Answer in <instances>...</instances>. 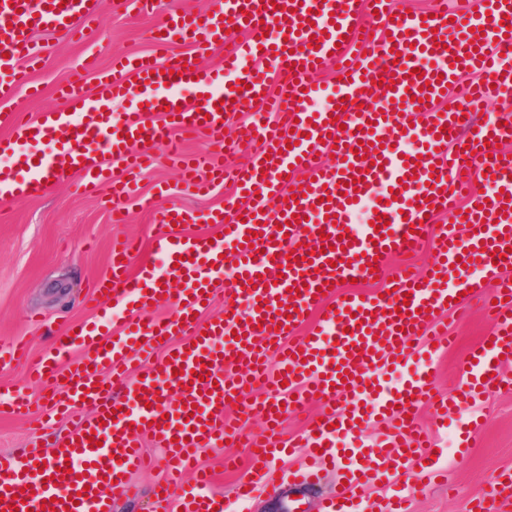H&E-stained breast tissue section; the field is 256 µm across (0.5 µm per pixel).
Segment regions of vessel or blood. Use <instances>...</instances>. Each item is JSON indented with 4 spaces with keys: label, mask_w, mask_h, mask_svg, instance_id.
I'll use <instances>...</instances> for the list:
<instances>
[{
    "label": "vessel or blood",
    "mask_w": 512,
    "mask_h": 512,
    "mask_svg": "<svg viewBox=\"0 0 512 512\" xmlns=\"http://www.w3.org/2000/svg\"><path fill=\"white\" fill-rule=\"evenodd\" d=\"M118 8L162 14L148 54L116 59L99 76L94 93L79 82L61 84L65 106L32 114L26 103L40 89L33 74L45 62L37 31L80 33L95 22L89 0H0V154L15 164L0 169V196L36 198L50 184H76L83 193L112 185L113 215H120L135 188L113 177V163L141 169L171 131L224 139L229 119L252 120L238 139L252 147L248 164L225 166L217 153L184 158L187 190L203 193L232 183L221 210L207 214L222 235L183 236L176 225L195 222V212L170 208L151 226L152 243L168 261L165 272L129 273L135 244L113 240L109 272L94 280L86 297L93 310L110 303L138 312L124 335L99 321L67 324L62 340L43 355L31 375L54 389L52 409L73 427L58 435L54 455L25 462L0 456V512H110L137 489L130 471L150 466L141 436L163 450L164 475L155 502L167 512L178 500L184 512H211L224 504L211 493L212 476L199 463L203 449L225 441L246 448L248 464L234 486L251 500L272 460L299 442L333 457L342 436L355 459L346 486L326 498L321 512H346L357 488L378 475L410 469L416 487L437 472L436 448L417 420L430 407L436 428L469 401L507 388L512 375V0H472L463 10L435 8L431 17L399 10L395 0H219L196 16L164 8L163 0H116ZM381 27L361 28L364 14ZM183 41L193 57L174 53ZM224 45V65L209 53ZM269 61L271 73L250 68ZM335 63L339 79L324 90L318 76ZM481 74L461 86L462 76ZM195 91L186 102L179 88ZM455 92L458 108L439 103ZM125 111L112 110L114 99ZM500 109L482 112L488 99ZM480 123H473L474 113ZM51 140L57 158L33 157L31 143ZM330 152L333 163L322 155ZM482 192L467 193L469 182ZM386 224L351 229L366 200ZM467 208L459 215L458 206ZM454 222L435 226L439 215ZM430 243L434 259L425 275L411 268L386 274L391 256ZM385 275V295L337 299L341 280ZM230 282L234 299L223 313L201 320L217 278ZM496 282L494 293L485 283ZM471 292L491 317L486 344L462 362L464 378L448 394L435 393L428 367L397 388L380 369L406 361L431 346L453 342L444 319L447 303ZM176 301L164 319L148 316L151 304ZM157 352V364L129 371L132 352ZM115 371L119 389L107 388ZM268 380L269 395L249 400L253 377ZM323 406L303 440L284 438L288 415L310 399ZM92 404V417L79 415ZM266 416L261 438L245 434L253 411ZM390 422L375 448L359 447L369 424ZM70 467L69 481L59 470ZM512 503V473L502 474L478 501V512H504Z\"/></svg>",
    "instance_id": "1"
}]
</instances>
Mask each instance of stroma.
Listing matches in <instances>:
<instances>
[{"instance_id":"obj_1","label":"stroma","mask_w":512,"mask_h":512,"mask_svg":"<svg viewBox=\"0 0 512 512\" xmlns=\"http://www.w3.org/2000/svg\"><path fill=\"white\" fill-rule=\"evenodd\" d=\"M156 15L117 11L112 0H100L99 18L82 36L60 31H40L37 41L46 48V61L35 75L42 98L32 112L59 108L58 84L81 75L85 90H93L97 77L82 71L87 54H96L100 69L111 68L114 59L131 52L152 49ZM157 159L137 178V195L127 202L125 223L112 221L110 194L81 195L72 186H54L42 197L0 198V337L26 341L30 358L0 367V393L26 388L32 399V415L13 417L0 406V454L15 457L49 456L50 433L65 430L68 422L51 415L49 388L27 385L26 376L62 333L66 324L91 318L84 303L87 284L108 270L113 236L137 238L141 253L134 268L159 267L161 256L150 239L156 215L171 206L202 214L224 206L226 187H214L197 197L182 188L176 163L157 149ZM448 331L455 345L431 360L439 392H447L461 378V360L491 333L488 319L462 301L448 315ZM420 423L432 430L441 448L439 466L446 485H435L411 496L409 512H469L492 483L512 471V393L495 392L474 408L449 416L448 427L435 429L429 412Z\"/></svg>"}]
</instances>
